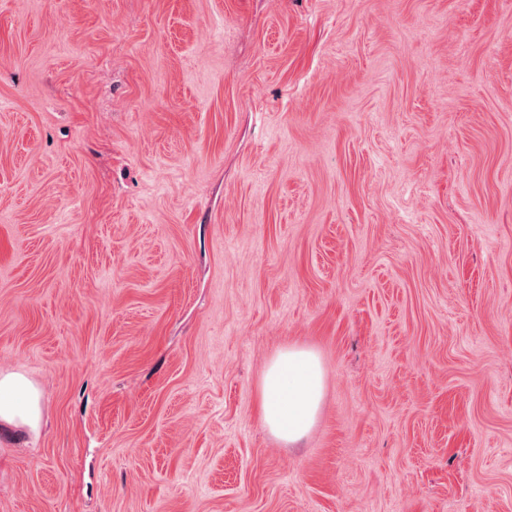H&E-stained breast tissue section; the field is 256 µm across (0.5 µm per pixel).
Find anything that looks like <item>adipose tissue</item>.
Returning a JSON list of instances; mask_svg holds the SVG:
<instances>
[{"label":"adipose tissue","mask_w":512,"mask_h":512,"mask_svg":"<svg viewBox=\"0 0 512 512\" xmlns=\"http://www.w3.org/2000/svg\"><path fill=\"white\" fill-rule=\"evenodd\" d=\"M320 358L312 349L287 345L270 357L258 382L256 410L265 428L287 446L299 444L316 425L324 396ZM39 388L24 373H0V429L36 434Z\"/></svg>","instance_id":"obj_1"}]
</instances>
